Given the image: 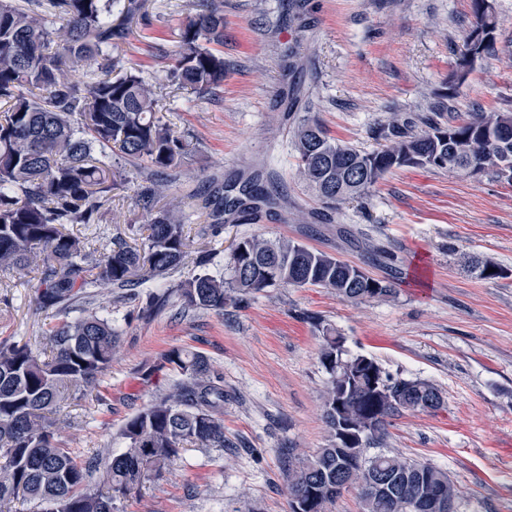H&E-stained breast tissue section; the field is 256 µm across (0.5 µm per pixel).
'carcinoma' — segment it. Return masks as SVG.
Returning a JSON list of instances; mask_svg holds the SVG:
<instances>
[{
  "label": "carcinoma",
  "instance_id": "1",
  "mask_svg": "<svg viewBox=\"0 0 512 512\" xmlns=\"http://www.w3.org/2000/svg\"><path fill=\"white\" fill-rule=\"evenodd\" d=\"M472 0L474 23L457 55L449 89L461 85L474 63L491 55L496 17ZM140 0H0V270L41 268L34 302L40 309L68 310L89 302L87 289L134 288L178 268L191 247L187 216L163 202L167 171L178 168L190 143L162 117L153 85L135 67L112 75L114 49L128 35L127 21ZM194 15L180 28L173 74L181 87L206 95L224 83L221 0H194ZM94 65L81 84L74 72ZM385 144L366 152L340 143L317 121L294 129L299 174L330 215L354 198H365L386 174L402 167L491 173L512 183V112H473L443 125L432 118L414 133L390 114ZM145 161L151 169L135 197L147 215L146 244L139 249L118 238L93 257L87 241L70 231L105 217L104 201L114 189L120 161ZM217 186L202 208L219 224L224 210L244 204L228 200ZM489 259H464V269L481 279L497 276ZM232 276L226 282L203 273L180 285L189 308L224 311L234 294L275 286L327 288L351 302L386 299L396 293L391 279H376L325 252L291 240L259 235L232 248ZM119 341L112 321L85 310L52 330L43 348L0 341V506L18 502L34 512H115L148 477L160 478L187 445L224 447V386L211 376L208 360L180 347L165 351L147 367L151 381L167 369L181 376L122 427L126 448L106 468L107 490L90 486L80 455L61 439L56 414L62 388L100 386ZM343 346L326 331L321 362L330 375L324 419L336 437V419L366 432L351 447L368 453L386 434L389 419L406 410L434 411L441 392L422 379L394 378L372 358L342 359ZM336 448H320L288 465L289 512H331L336 502ZM384 473H423L448 500L457 491L448 472L429 463L384 452ZM355 482L362 512H404L403 501L418 488L399 485L383 499Z\"/></svg>",
  "mask_w": 512,
  "mask_h": 512
}]
</instances>
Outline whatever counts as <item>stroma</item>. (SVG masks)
<instances>
[{
  "mask_svg": "<svg viewBox=\"0 0 512 512\" xmlns=\"http://www.w3.org/2000/svg\"><path fill=\"white\" fill-rule=\"evenodd\" d=\"M497 17L492 56L477 61L449 93L453 62L473 22L471 0H224L223 86L199 97L172 75L171 50L193 14L191 0H148L116 52L152 83L166 120L187 133L192 151L173 171L168 199L188 214L207 271L229 276L232 246L259 234L290 239L393 278L395 296L354 303L324 288H268L223 313L185 308L178 287L198 268L186 260L165 277L119 296L93 289L91 306L111 319L119 348L100 387L70 395L62 435L91 464L92 486L124 442V423L176 380L153 385L142 373L162 353L203 354L224 384V447L185 449L163 478L143 481L116 512H287L288 462L328 442L321 362L323 326L348 353L374 358L396 378L424 379L443 406L405 411L387 427L386 446L446 469L456 512H512V184L432 167L386 174L367 198L324 218L298 172L291 131L317 118L329 136L373 150L388 113L413 127L440 113L512 112V0H491ZM250 173L278 185L277 205L259 219L228 215L219 231L201 207L211 182ZM143 167H122L106 220L81 227L103 251L117 233L142 235L134 205ZM375 246L392 263L369 264ZM492 259L499 277L462 272L461 254ZM39 271L0 272V341H44L63 314L36 309Z\"/></svg>",
  "mask_w": 512,
  "mask_h": 512,
  "instance_id": "stroma-1",
  "label": "stroma"
}]
</instances>
